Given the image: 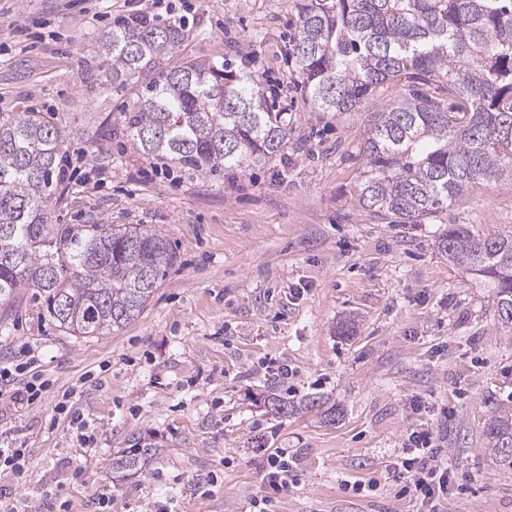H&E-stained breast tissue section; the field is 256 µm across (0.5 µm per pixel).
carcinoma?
<instances>
[{"mask_svg": "<svg viewBox=\"0 0 512 512\" xmlns=\"http://www.w3.org/2000/svg\"><path fill=\"white\" fill-rule=\"evenodd\" d=\"M288 56L316 112L358 111L378 89L411 87L366 114L355 185L381 224H419L477 180L512 181V0H296ZM186 21L121 17L82 80L137 87L130 141L155 159L235 175L281 154L288 113L265 75L224 57L179 60ZM65 137L39 112L0 123V302L21 288L44 295L73 336H106L139 316L177 256L143 224H54L65 201ZM438 248L493 290L512 323V235L450 224ZM487 450L512 462V410L483 424ZM150 448L119 451L115 472L145 469Z\"/></svg>", "mask_w": 512, "mask_h": 512, "instance_id": "cac0c4a2", "label": "carcinoma"}]
</instances>
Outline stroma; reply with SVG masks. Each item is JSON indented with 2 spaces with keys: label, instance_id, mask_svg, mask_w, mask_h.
<instances>
[{
  "label": "stroma",
  "instance_id": "stroma-1",
  "mask_svg": "<svg viewBox=\"0 0 512 512\" xmlns=\"http://www.w3.org/2000/svg\"><path fill=\"white\" fill-rule=\"evenodd\" d=\"M171 2L191 19L181 57L252 53L288 113L280 158L232 179L174 163L151 172L123 133L133 91L91 88L82 71L112 18L153 12L152 0H0V118L53 117L77 168L53 222L151 225L177 254L138 318L107 336L64 332L28 288L0 303V364L29 345L51 384L36 405L0 406V436L33 460L22 490L33 512H46L54 477L72 512H96L70 479L78 467L133 512L160 501L169 512H249L263 443L298 462L275 512H416L391 486L356 495L342 482L385 475L420 423L462 486L443 512H512V465L482 432L493 407H512V324L492 289L437 247L451 224L512 233V182L476 181L422 224L370 220L355 202L365 115L405 86L358 112L312 111L288 60L293 0ZM88 372L98 382L82 383ZM71 386L97 427L90 452L55 416ZM271 390L297 412L271 413ZM314 396L322 407H306ZM135 447L153 449L147 468L114 473L113 453Z\"/></svg>",
  "mask_w": 512,
  "mask_h": 512
}]
</instances>
